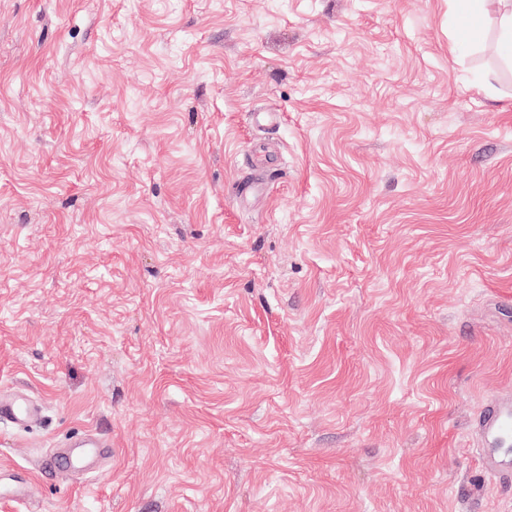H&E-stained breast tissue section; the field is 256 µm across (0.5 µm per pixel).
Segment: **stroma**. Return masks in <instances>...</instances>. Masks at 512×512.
<instances>
[{"mask_svg":"<svg viewBox=\"0 0 512 512\" xmlns=\"http://www.w3.org/2000/svg\"><path fill=\"white\" fill-rule=\"evenodd\" d=\"M499 23L0 0V395L41 407L0 512H512L470 436L512 395ZM88 432L99 468L40 469ZM12 470L13 468L8 465H1L0 467V501H23L29 497L30 490L27 483L13 479L10 482H3V476Z\"/></svg>","mask_w":512,"mask_h":512,"instance_id":"obj_1","label":"stroma"}]
</instances>
